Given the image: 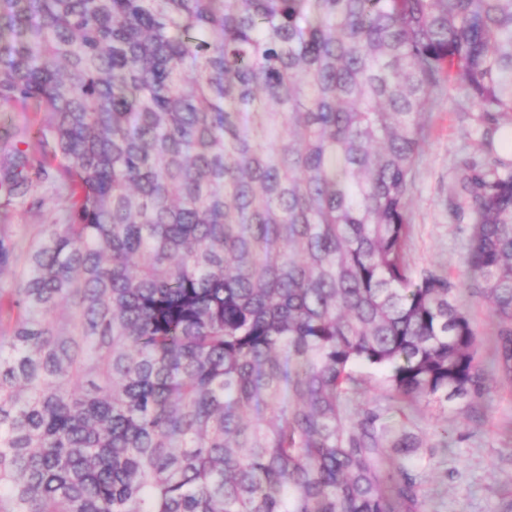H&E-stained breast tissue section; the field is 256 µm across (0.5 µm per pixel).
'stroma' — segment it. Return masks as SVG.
Here are the masks:
<instances>
[{"label":"stroma","mask_w":512,"mask_h":512,"mask_svg":"<svg viewBox=\"0 0 512 512\" xmlns=\"http://www.w3.org/2000/svg\"><path fill=\"white\" fill-rule=\"evenodd\" d=\"M478 106L461 86L444 90L426 107V139L409 195L407 256L415 267H432L457 278L470 233L467 220L448 214L463 162L480 159ZM42 109L31 103H0V153L25 151L42 158L38 131ZM64 200L60 185L37 186L30 197L0 211V232L20 249L55 223ZM480 422L462 403L446 408L419 404L405 422L422 443L411 463L425 512H512V386L491 389Z\"/></svg>","instance_id":"1"}]
</instances>
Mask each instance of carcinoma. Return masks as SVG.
<instances>
[{
    "label": "carcinoma",
    "instance_id": "1",
    "mask_svg": "<svg viewBox=\"0 0 512 512\" xmlns=\"http://www.w3.org/2000/svg\"><path fill=\"white\" fill-rule=\"evenodd\" d=\"M456 76L486 149L458 284L406 258ZM14 101L66 197L0 288V512H424L420 443L353 403L512 384V0H0ZM51 177L1 154L3 206ZM466 304L470 316L479 333L481 352L486 356L488 351V340L491 337L494 324L486 305L483 304L482 301L466 297Z\"/></svg>",
    "mask_w": 512,
    "mask_h": 512
}]
</instances>
